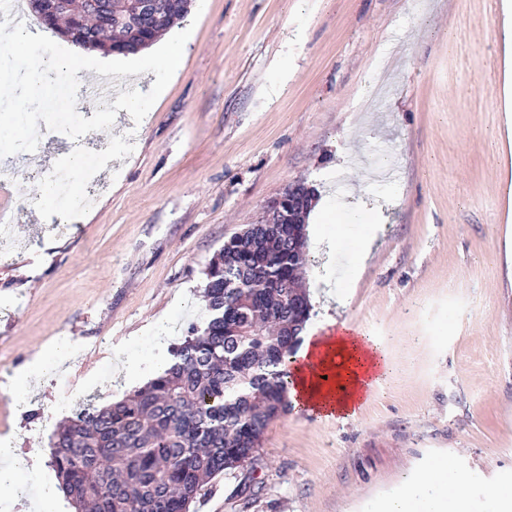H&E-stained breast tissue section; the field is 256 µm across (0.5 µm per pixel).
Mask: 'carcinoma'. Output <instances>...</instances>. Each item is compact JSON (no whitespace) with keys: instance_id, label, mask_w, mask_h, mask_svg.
<instances>
[{"instance_id":"1","label":"carcinoma","mask_w":512,"mask_h":512,"mask_svg":"<svg viewBox=\"0 0 512 512\" xmlns=\"http://www.w3.org/2000/svg\"><path fill=\"white\" fill-rule=\"evenodd\" d=\"M62 24L76 25L86 49L163 34L187 10L158 0L156 16L132 15V0H112L106 21L87 0H64ZM301 224H249L207 264L210 312L190 326L166 368L125 399L87 403L60 425L51 463L77 512H190L215 476L255 468L270 422L290 408L291 358L310 318L297 267L306 265Z\"/></svg>"}]
</instances>
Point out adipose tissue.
Instances as JSON below:
<instances>
[{
    "instance_id": "adipose-tissue-1",
    "label": "adipose tissue",
    "mask_w": 512,
    "mask_h": 512,
    "mask_svg": "<svg viewBox=\"0 0 512 512\" xmlns=\"http://www.w3.org/2000/svg\"><path fill=\"white\" fill-rule=\"evenodd\" d=\"M0 40L23 55L29 81L43 80L46 58L19 25L0 23ZM338 330V335L324 338L305 332L292 359L291 396L296 405L345 421L356 416L363 393L389 372L390 362L377 344L349 335L347 324H340ZM384 508L385 512H472L465 483L440 467L423 480L395 487Z\"/></svg>"
}]
</instances>
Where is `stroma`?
<instances>
[{
	"label": "stroma",
	"instance_id": "1",
	"mask_svg": "<svg viewBox=\"0 0 512 512\" xmlns=\"http://www.w3.org/2000/svg\"><path fill=\"white\" fill-rule=\"evenodd\" d=\"M181 66L141 123L118 110L95 142L112 154L98 204L67 234L61 203L16 225L0 261V384L57 337L39 395L8 389L0 435L48 450L80 404L146 384L171 343L208 315L204 269L265 203L304 181L324 211L307 273L331 317L375 340L391 373L341 422L295 408L266 430L256 470L217 476L192 512H379L381 496L438 461L474 512L512 487V179L503 142L500 0H205ZM386 95L361 107L367 85ZM15 171L65 160L47 132ZM371 234L360 278L352 245ZM138 365L121 373L122 360Z\"/></svg>",
	"mask_w": 512,
	"mask_h": 512
}]
</instances>
